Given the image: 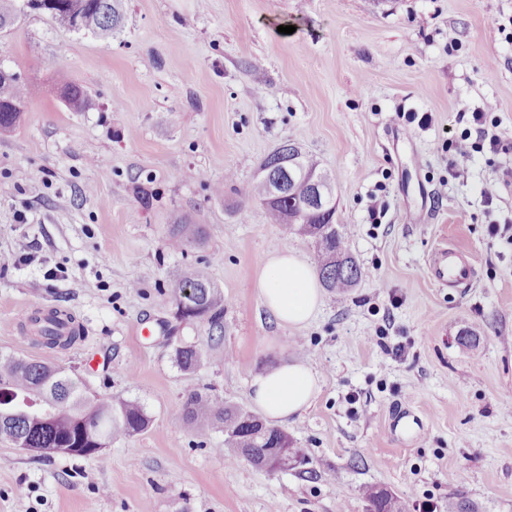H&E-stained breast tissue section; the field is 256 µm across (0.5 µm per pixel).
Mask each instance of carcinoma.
I'll return each instance as SVG.
<instances>
[{"label":"carcinoma","mask_w":512,"mask_h":512,"mask_svg":"<svg viewBox=\"0 0 512 512\" xmlns=\"http://www.w3.org/2000/svg\"><path fill=\"white\" fill-rule=\"evenodd\" d=\"M29 11L39 12L53 23L75 32L107 38L121 27L123 0H0V32L11 31L18 19ZM33 87L16 73L0 74V131L14 129L22 120L27 99ZM67 106L74 112L85 107L84 90L69 85L63 91ZM298 176L289 177L290 169ZM259 176L240 194L256 198L265 206L269 222L294 229L316 241L313 265L327 290L343 294L362 278V268L349 253L344 234L336 224V202L308 217L298 226L287 219L299 212L308 196L306 176L318 172L317 162L291 140L282 142L260 163ZM282 178L285 187L275 199L267 197L266 179ZM169 240L184 250L198 245L204 231L190 229L181 222L169 225ZM176 315L185 321L205 323L209 329L223 330L224 293L194 266L183 267L172 284ZM60 308L37 311L29 319L35 340L49 346L66 345L72 337L59 333ZM174 360L180 370L194 373L203 364V354L192 345H178ZM12 401H0V437L7 435L22 446L50 456L64 454L91 458L90 449L105 448L112 437H132L144 432L151 418L135 400L109 394H91L74 373L65 368L35 359L0 355V391ZM181 420L195 434L204 436L209 430L224 432V449L229 461L239 457L259 468L276 448L290 461H306L303 448L294 447L293 438L285 430L266 424L259 416L224 398L201 391L189 394L183 404ZM362 496L367 512H409V502L386 488L367 487ZM445 512H478L475 503L448 496Z\"/></svg>","instance_id":"1"}]
</instances>
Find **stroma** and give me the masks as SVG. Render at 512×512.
I'll return each instance as SVG.
<instances>
[{
    "label": "stroma",
    "mask_w": 512,
    "mask_h": 512,
    "mask_svg": "<svg viewBox=\"0 0 512 512\" xmlns=\"http://www.w3.org/2000/svg\"><path fill=\"white\" fill-rule=\"evenodd\" d=\"M0 66L38 89L0 132V354L73 370L151 418L87 459L0 440V512H366L372 485L410 497L412 512H439L452 494L512 512V151L448 172L460 110L497 102L496 132L512 142V0H125L107 39L21 17L0 35ZM69 84L85 90L83 111L67 108ZM288 139L335 174L336 221L363 269L301 328L278 325L256 284L265 256L306 260L314 242L235 190ZM489 179L500 185L488 206ZM183 217L206 237L181 251L168 227ZM444 243L472 262L469 288L429 280ZM185 263L223 289V332L176 318ZM50 306L81 323L68 349L39 348L25 329ZM299 339L320 377L287 425L307 469L228 462L221 431L200 438L182 423L195 390L252 408V377L294 358ZM179 344L205 364L181 371Z\"/></svg>",
    "instance_id": "stroma-1"
}]
</instances>
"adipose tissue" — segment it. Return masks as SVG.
<instances>
[{
    "instance_id": "1",
    "label": "adipose tissue",
    "mask_w": 512,
    "mask_h": 512,
    "mask_svg": "<svg viewBox=\"0 0 512 512\" xmlns=\"http://www.w3.org/2000/svg\"><path fill=\"white\" fill-rule=\"evenodd\" d=\"M257 288L264 307L283 326L308 323L321 303V291L311 266L285 250L264 260ZM319 390L318 374L301 361L255 375L250 383L252 401L275 426L300 416Z\"/></svg>"
}]
</instances>
